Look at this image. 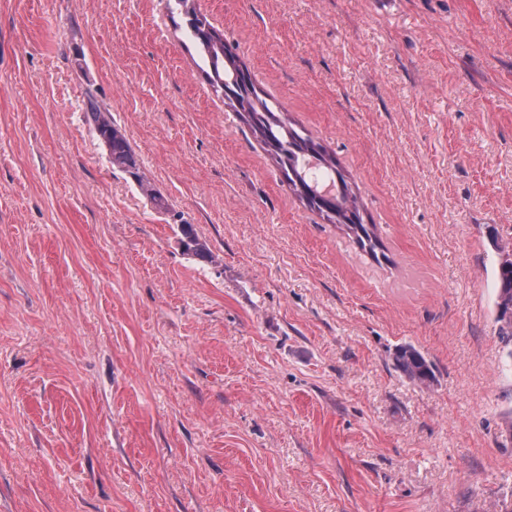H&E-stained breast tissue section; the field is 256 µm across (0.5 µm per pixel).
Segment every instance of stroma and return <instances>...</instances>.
Segmentation results:
<instances>
[{"mask_svg":"<svg viewBox=\"0 0 512 512\" xmlns=\"http://www.w3.org/2000/svg\"><path fill=\"white\" fill-rule=\"evenodd\" d=\"M196 7L386 258L289 192L167 0H0V512H512V0ZM86 97V116L90 126H92L94 133L98 140L108 144L110 148V154L112 156V165L117 166L124 172L134 174L136 176V184L140 188L141 192L160 209L166 208V202L163 196L158 192L154 193L153 187L144 179L140 173V168L136 155L129 144L125 134L122 133L120 127L112 118L110 112H107L101 108L98 104L96 95L93 91L88 88L85 91ZM103 145V144H102ZM150 189V192L146 194V191ZM179 233L181 234V240L186 242V247L183 253L190 257H197L206 259L209 256V250L207 249L204 242H202L193 227V224H187L181 222L176 224ZM497 295L495 300L494 322L497 325V334L506 348L505 360L512 365V319H505L499 310L500 302L504 299L512 301V260L499 262L496 270ZM392 360L395 368L411 382L430 385L435 380L433 364L411 344L397 346Z\"/></svg>","mask_w":512,"mask_h":512,"instance_id":"obj_1","label":"stroma"}]
</instances>
